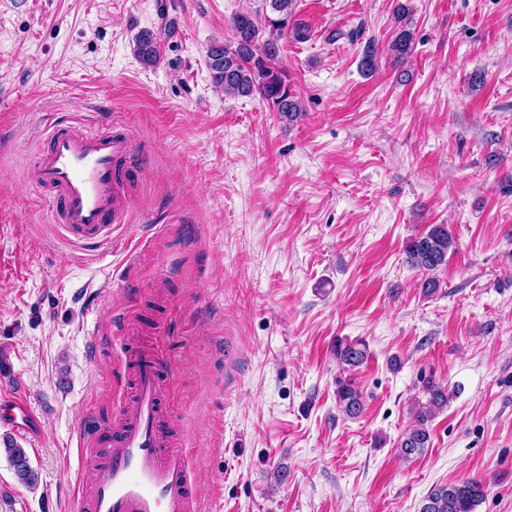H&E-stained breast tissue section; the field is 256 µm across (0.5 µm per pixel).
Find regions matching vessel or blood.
Listing matches in <instances>:
<instances>
[{
	"mask_svg": "<svg viewBox=\"0 0 512 512\" xmlns=\"http://www.w3.org/2000/svg\"><path fill=\"white\" fill-rule=\"evenodd\" d=\"M44 142L30 180L52 195L64 238L86 246L112 244L126 214L118 161L131 149L129 137L64 120L47 128ZM121 364L135 395L117 424L94 433L93 448L82 459V512H199L188 455L171 445L158 353L132 347ZM28 413L24 396L0 394V422L14 424Z\"/></svg>",
	"mask_w": 512,
	"mask_h": 512,
	"instance_id": "1",
	"label": "vessel or blood"
}]
</instances>
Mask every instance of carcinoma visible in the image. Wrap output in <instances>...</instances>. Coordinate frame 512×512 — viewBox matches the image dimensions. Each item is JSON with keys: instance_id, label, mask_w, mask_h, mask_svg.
<instances>
[{"instance_id": "carcinoma-1", "label": "carcinoma", "mask_w": 512, "mask_h": 512, "mask_svg": "<svg viewBox=\"0 0 512 512\" xmlns=\"http://www.w3.org/2000/svg\"><path fill=\"white\" fill-rule=\"evenodd\" d=\"M266 10L260 13L241 11L233 15L231 27L235 42L214 45L209 49L208 60L213 84L228 96L247 97L254 93L262 96L272 111L285 120L296 117L300 110L298 94L288 83V75L276 64L278 42L286 34L296 40L306 36L300 23L292 20L294 0H264ZM413 35L401 29L389 45L394 59L401 63L412 51ZM160 48L158 34L141 33L136 39L135 54L145 64L155 62ZM456 241L446 224H433L428 231L412 239L406 247L407 262L414 268L430 273L422 283L424 292L430 294L438 288L431 273L448 262V254L455 251ZM336 357L347 366L356 367L367 358L366 344L357 340L339 342ZM426 402L414 405L415 425L404 433L399 443V454L405 459L420 454L429 447L428 423L436 414L448 407L455 391L442 384L425 385ZM336 400L342 411L356 418L363 410L361 393L350 382H340ZM8 460L18 479L33 485L37 475L32 469L24 449L5 446ZM485 496L483 484L476 479H466L441 485L425 498L420 512H475Z\"/></svg>"}]
</instances>
